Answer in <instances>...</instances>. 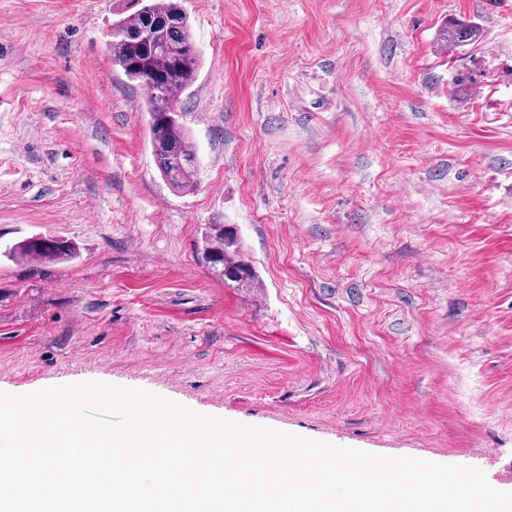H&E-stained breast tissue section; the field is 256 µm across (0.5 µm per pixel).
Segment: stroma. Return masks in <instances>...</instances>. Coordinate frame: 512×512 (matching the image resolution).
I'll list each match as a JSON object with an SVG mask.
<instances>
[{
  "instance_id": "stroma-1",
  "label": "stroma",
  "mask_w": 512,
  "mask_h": 512,
  "mask_svg": "<svg viewBox=\"0 0 512 512\" xmlns=\"http://www.w3.org/2000/svg\"><path fill=\"white\" fill-rule=\"evenodd\" d=\"M184 7L186 193L107 49L130 0H0V391L142 388L512 492V0ZM452 19L478 48L448 46ZM208 224L261 288L213 277ZM34 234L78 258L4 257Z\"/></svg>"
}]
</instances>
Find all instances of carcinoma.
Masks as SVG:
<instances>
[{"label":"carcinoma","mask_w":512,"mask_h":512,"mask_svg":"<svg viewBox=\"0 0 512 512\" xmlns=\"http://www.w3.org/2000/svg\"><path fill=\"white\" fill-rule=\"evenodd\" d=\"M141 30L148 31L149 37L135 36ZM106 38L112 65L147 90L148 139L156 168L174 189H194L198 155L174 103L196 82L202 57L192 40L182 0H141L136 12L112 21ZM480 39L478 26L464 21L448 23L451 47H475ZM78 253L79 248L69 239L33 235L14 244L9 256L13 260L51 263L71 261ZM199 254L224 287H257L259 277L254 264L231 225H207Z\"/></svg>","instance_id":"cac0c4a2"}]
</instances>
